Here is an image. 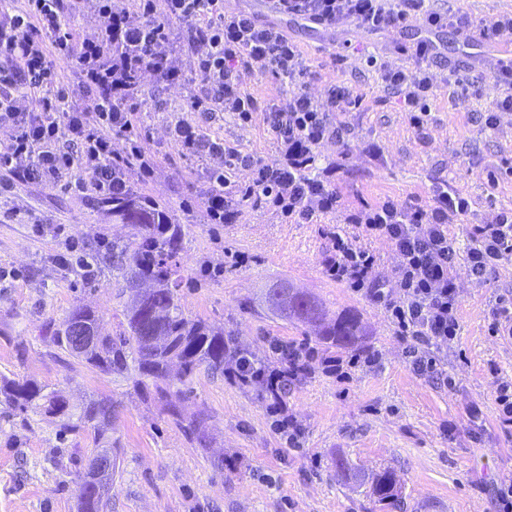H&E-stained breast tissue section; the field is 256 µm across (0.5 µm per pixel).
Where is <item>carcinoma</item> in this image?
Wrapping results in <instances>:
<instances>
[{"label":"carcinoma","mask_w":512,"mask_h":512,"mask_svg":"<svg viewBox=\"0 0 512 512\" xmlns=\"http://www.w3.org/2000/svg\"><path fill=\"white\" fill-rule=\"evenodd\" d=\"M112 220L129 227L128 234L112 240V280L126 298L118 336L100 331L96 312L84 305L72 309L58 324L50 326L53 343L87 365L118 378L130 379L140 394L163 403L169 416L183 420L178 406L168 401L172 389L191 390L194 378L205 368L224 371L227 340L224 329L188 317L181 304L182 268L178 259L183 227L173 224L166 208L130 192L104 202ZM266 306L285 314L289 320L316 328L318 341L338 349L352 348L364 330L360 318L350 310L335 315L309 293L291 285L274 282L265 291ZM82 324L93 332L87 344L73 339L74 327ZM0 400L21 412L58 419L60 433H93L102 444L99 457L111 458V474L119 469L112 440V401L90 400L74 405L46 384L28 379L0 381ZM93 466L78 476V512H105L109 499L94 492ZM371 492L385 502L394 498L396 480L389 471L375 474Z\"/></svg>","instance_id":"carcinoma-1"}]
</instances>
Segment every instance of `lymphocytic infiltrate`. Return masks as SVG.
<instances>
[{"label":"lymphocytic infiltrate","mask_w":512,"mask_h":512,"mask_svg":"<svg viewBox=\"0 0 512 512\" xmlns=\"http://www.w3.org/2000/svg\"><path fill=\"white\" fill-rule=\"evenodd\" d=\"M22 11L0 13V123L12 128L0 140V171L45 187L64 186L79 196L100 200L129 193L132 178L150 177L157 165L137 134L146 78L182 86L177 53L190 52L198 81L191 111L204 115L235 113L242 124L262 114L277 145L274 160L242 154L223 140L205 136L198 125L177 121L173 138L188 154L210 159V187L202 206L208 223L232 224L246 204L311 224L336 210L342 197L312 174L315 151L341 143V112L361 100L342 83L329 80L317 91L298 90L285 102L260 109L243 87L245 75L269 71L294 83L308 78L296 43L280 28L259 23L246 12H226L224 0H23ZM276 13L301 19L311 29L351 24L367 34H397L418 22L423 38L406 46L415 71L383 66L379 77L399 94L415 128H423L434 94L430 67L440 55L430 31L453 28L463 39L496 41L512 31V14L479 23L428 9L427 0H272ZM103 20L100 29L76 27L84 12ZM182 21L174 29L173 21ZM73 83H65V72ZM26 91L16 95L17 84ZM124 147L115 150V137ZM81 176H74V169ZM467 196L436 186L428 207H413L387 197L363 204L347 223L355 235L331 233L322 258L327 276L382 306L397 334L409 344L407 355L419 373H434L438 363L427 345L450 344L459 329L454 273L465 267L476 282L487 280L497 263L512 257V209L472 228L460 248L449 226L469 215ZM386 239L398 261L392 287L373 278L375 256L362 248L363 237ZM260 360L234 348L225 363L228 379L255 385L266 393L267 413L277 434L297 444L300 430L283 393L289 381L311 372L312 351L279 338Z\"/></svg>","instance_id":"obj_1"}]
</instances>
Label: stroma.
I'll return each instance as SVG.
<instances>
[{
    "mask_svg": "<svg viewBox=\"0 0 512 512\" xmlns=\"http://www.w3.org/2000/svg\"><path fill=\"white\" fill-rule=\"evenodd\" d=\"M430 6L477 23L512 14V0H431ZM231 7L277 25L316 77L338 80L361 98L359 108L341 116L344 146L316 150L318 166L329 171L344 203L390 196L425 206L433 183L447 182L475 203L452 227L462 246L473 225L512 208V112L492 129L483 120L500 93L490 62L512 53V32L493 43H465L450 29L437 34L444 59L431 68L436 91L419 131L401 97L379 79L380 64L414 66L396 51V36H366L351 26L312 30L276 14L269 0H233ZM189 95L186 88L146 81L141 136L160 164L139 187L184 227L185 312L223 326L259 357L268 353V337L276 336L314 347L319 361L350 358L353 351L318 344L309 327L259 304L262 288L287 281L318 297L329 312L357 313L366 331L357 350L376 354L378 365L341 382L317 368L289 385L285 401L302 434L297 448L275 434L257 388L220 372L201 371L191 393L172 395L185 418L177 425L162 403L59 350L46 332L50 321L77 305L96 310L105 333L118 331L122 301L98 243L124 237L126 226L113 223L100 201L17 181L0 192V270L9 273L0 280V379H35L73 402L112 400L120 470L111 512H496V486L512 479V431L501 425L496 402L498 380L512 379V339L490 335L488 325L496 299L512 295V259L499 262L483 283L457 269L458 334L441 350L437 373L414 372L381 307L322 268L329 233L353 231L343 212L296 224L248 207L238 223H205L200 198L209 187L208 164L181 153L169 126L192 119L210 137L266 160L275 157L276 145L262 123L241 125L230 112L211 120L190 114ZM371 143L378 153L368 152ZM36 223L65 225L95 256L96 275L86 281L61 270L59 240L36 236ZM228 250L248 253L249 264L202 279L201 261L222 262ZM201 411L209 416L202 444L188 426ZM95 453L90 436H60L54 418L25 419L0 403V512H77L75 474ZM340 459L349 472H337ZM385 469L393 471L398 489L388 506L375 502L368 481Z\"/></svg>",
    "mask_w": 512,
    "mask_h": 512,
    "instance_id": "35a3bbf8",
    "label": "stroma"
}]
</instances>
